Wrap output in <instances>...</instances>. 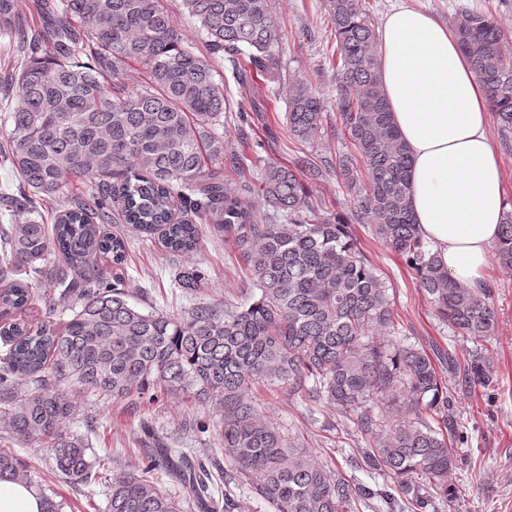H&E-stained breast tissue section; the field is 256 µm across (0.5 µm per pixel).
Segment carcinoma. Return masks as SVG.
Returning a JSON list of instances; mask_svg holds the SVG:
<instances>
[{
    "instance_id": "1",
    "label": "carcinoma",
    "mask_w": 512,
    "mask_h": 512,
    "mask_svg": "<svg viewBox=\"0 0 512 512\" xmlns=\"http://www.w3.org/2000/svg\"><path fill=\"white\" fill-rule=\"evenodd\" d=\"M182 5L205 33L210 55L232 57L247 47L252 69L275 70L281 24L272 0ZM34 9L39 25L20 29L13 0H0V34L16 37L23 53L6 79L18 105L0 135V155L24 182L19 194L0 195L19 219L0 230V308L38 300L46 318L36 326L0 324L7 346L0 405L12 433L46 448V469L63 482L107 483L108 512H181L183 502L216 512L218 484L192 451L143 448L137 473L112 476L109 452L61 432L71 404L56 387L70 382L128 405L162 395L215 400L224 408L218 444L234 478L273 512H356L379 497L332 477L260 416L257 386L276 383L336 405L365 435L380 432L365 463L399 479L418 508L432 495L453 502L448 476L457 463V429L445 374L465 382L483 377L484 366L463 368L450 354L437 362L421 346L378 336L393 326L389 288L349 226L309 202L305 179L322 176L318 165L270 163L256 190L235 180L239 159L218 133L230 99L161 0H35ZM328 14L338 54L336 114L354 150L336 158V176L375 235L416 270L439 317L463 337L487 340L497 323L491 289L474 293L449 277L413 220L411 160L380 83L366 0H328ZM456 29L501 131L512 133V37L488 13L465 12ZM132 63L147 70L140 90L121 82ZM324 111L313 88L295 81L289 135L304 143L320 138ZM74 180L89 181L87 194L65 200L54 224H45L39 205L64 200ZM254 190L268 208L263 221L248 202ZM113 220L158 235L177 254L197 248L199 225H213L234 240L255 293L240 304L199 302L178 316L138 309L118 271L125 242L103 229ZM495 256L512 269V210ZM174 283L190 291L203 285L186 268ZM59 311L69 316L57 323ZM0 473L34 488L46 512H62L54 489L3 448Z\"/></svg>"
}]
</instances>
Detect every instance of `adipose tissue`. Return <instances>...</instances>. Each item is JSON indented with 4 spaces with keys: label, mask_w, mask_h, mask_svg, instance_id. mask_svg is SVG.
<instances>
[{
    "label": "adipose tissue",
    "mask_w": 512,
    "mask_h": 512,
    "mask_svg": "<svg viewBox=\"0 0 512 512\" xmlns=\"http://www.w3.org/2000/svg\"><path fill=\"white\" fill-rule=\"evenodd\" d=\"M380 79L411 158V210L449 276L487 284L504 217L501 158L490 134L488 92L455 28L394 7L380 27ZM37 493L0 475V512H45Z\"/></svg>",
    "instance_id": "adipose-tissue-1"
}]
</instances>
